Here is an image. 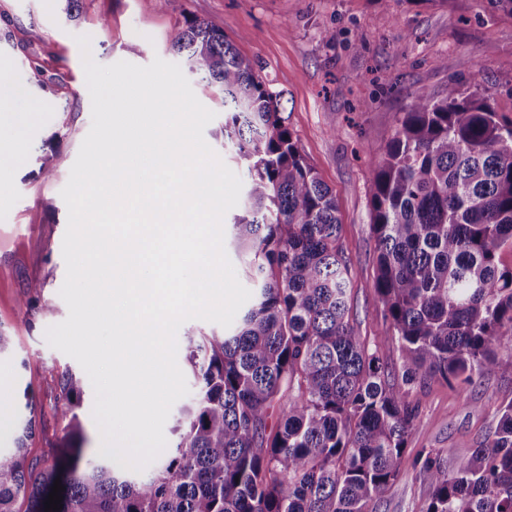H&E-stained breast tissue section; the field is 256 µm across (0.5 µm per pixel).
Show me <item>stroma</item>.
<instances>
[{
    "label": "stroma",
    "instance_id": "35a3bbf8",
    "mask_svg": "<svg viewBox=\"0 0 512 512\" xmlns=\"http://www.w3.org/2000/svg\"><path fill=\"white\" fill-rule=\"evenodd\" d=\"M63 0H0V73L16 82L42 70L47 93L34 97L26 140L18 158L0 159V326L10 345L0 353L8 377L0 404L8 416L35 406L37 437L30 459H43L60 443L64 424L54 411L57 381L81 373L72 357L51 347L48 327L63 322L68 307L59 294L66 276L63 239L68 209L61 196L70 171L52 179L38 174L43 142L59 135L76 160L92 122L77 36L91 39L102 65L127 61L172 63L170 37L184 17L221 27L243 56L261 66V77L281 92V109L308 162L331 187L342 220V242L355 272L353 325L370 349L395 365L399 351L374 292V242L370 237L368 185L372 163L392 135L398 113L422 92L442 96L449 83L466 82L468 57L484 69L481 91L501 120L512 121V14L488 0H81L68 21ZM190 84L215 114L204 139L221 151L224 97L198 78ZM40 305L20 307L32 284ZM32 400H25V388ZM419 417L408 438L400 481L384 495L380 512H422L429 488L416 480L420 449L449 448L463 457L496 425L512 400V378H483L467 394L440 380L417 394Z\"/></svg>",
    "mask_w": 512,
    "mask_h": 512
}]
</instances>
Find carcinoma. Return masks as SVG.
I'll list each match as a JSON object with an SVG mask.
<instances>
[{
  "label": "carcinoma",
  "instance_id": "1",
  "mask_svg": "<svg viewBox=\"0 0 512 512\" xmlns=\"http://www.w3.org/2000/svg\"><path fill=\"white\" fill-rule=\"evenodd\" d=\"M171 49L224 94V146L246 173L231 244L247 256L253 302L224 335L186 338L198 390L151 475L84 459L83 380L66 372L54 406L63 442L38 470L25 451L34 419L15 426L14 451L0 458V512H45L57 479L59 512H376L403 475L418 388L512 376V267L499 261L512 250V122L479 93L483 68L465 57L470 87L418 94L374 164L373 288L395 368L350 323L336 197L294 140L281 93L212 22L184 18ZM65 162L50 139L39 174L50 179ZM444 453L424 448L413 461L430 490L423 512H512V400L454 467Z\"/></svg>",
  "mask_w": 512,
  "mask_h": 512
}]
</instances>
